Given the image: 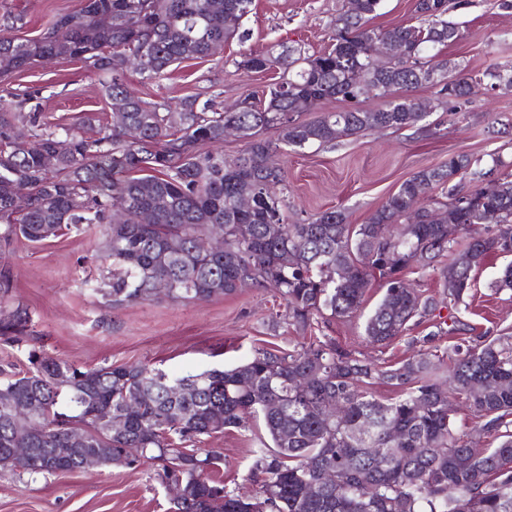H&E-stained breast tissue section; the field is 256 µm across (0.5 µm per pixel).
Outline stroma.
<instances>
[{
	"label": "stroma",
	"instance_id": "stroma-1",
	"mask_svg": "<svg viewBox=\"0 0 512 512\" xmlns=\"http://www.w3.org/2000/svg\"><path fill=\"white\" fill-rule=\"evenodd\" d=\"M82 0H0V25L12 23L21 39L40 38L57 14L80 9ZM344 0H253L240 27L247 41L231 40L223 54L187 60L161 81H142L128 72L127 84L151 101L194 96L228 105L249 91L272 83L276 72L244 74L234 64L247 50L263 52L278 43L317 53L332 43V19ZM462 39L442 48V58L476 79L469 100L449 113L436 88L416 90L432 112L416 126L381 129L333 145L305 149L280 147L276 157L286 171L288 217L296 222L341 208L353 224L364 223L399 185L420 169L467 154L502 159L495 175L512 180V91L491 90L485 72L492 65L512 66V9L501 0H464L452 11ZM38 91L41 112L73 120L94 115L95 129L111 121V110L98 78L81 60L45 59L0 76V90ZM102 240L91 226L32 245L24 241L0 248V268H8L12 288L0 310L26 307L31 321L21 342L0 341V365L24 369L30 352L61 358L84 368L142 363L179 376L212 367H231L258 350L297 349L300 339L285 320L284 300L272 291L252 288L233 296L172 302L164 298L111 307L93 290L107 273L94 254ZM508 260L492 257L475 271L465 303H449L434 273L410 274L433 296L439 316L411 322L385 348L368 343L364 316L320 322L315 335L374 362L393 364L421 349V339L435 334L439 352L472 333L512 334V290L496 283ZM451 319L452 337L438 334V322ZM265 435L261 420L205 439L204 449L222 453L219 476L228 487L250 489L247 476L253 450ZM174 506L155 465L101 468L29 476L0 471V512H173Z\"/></svg>",
	"mask_w": 512,
	"mask_h": 512
}]
</instances>
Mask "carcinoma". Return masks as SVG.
I'll list each match as a JSON object with an SVG mask.
<instances>
[{
	"mask_svg": "<svg viewBox=\"0 0 512 512\" xmlns=\"http://www.w3.org/2000/svg\"><path fill=\"white\" fill-rule=\"evenodd\" d=\"M381 2L357 0L355 13L339 11L327 50L308 54L282 43L273 53L241 54L237 69L278 68L282 76L236 109L200 105L193 96L174 109L143 99L125 77L132 69L156 81L176 63L245 39L240 21L252 0H84L43 38L0 33L1 75L38 59L88 61L104 76L112 117H123L87 136L83 121L20 112L12 93L0 95V243L42 244L97 225L98 257L109 263L100 289L107 304L270 288L305 339L292 352L263 349L236 366L182 377L139 364L82 368L36 354L26 371L0 366V402L31 407L40 426L31 432L0 411L1 469L80 471L86 453L106 467L120 456L129 466L150 461L163 483L182 485L175 512H512V336L485 331L454 345L446 360L423 351L385 366L310 335L321 319L362 312L377 278L384 293L364 335L386 347L413 318L437 310L406 272L438 271L457 304L487 258L512 256V180L493 176L498 158L489 168L459 155L421 169L363 224L350 223L343 210L288 222L285 173L263 131L277 130L280 143L294 148L334 144L416 125L425 113L412 92L424 85L452 104L471 94L472 78L448 71L440 58L461 37L448 19L449 0H416L418 25L371 28L367 16ZM99 15L111 22L101 24ZM383 40L404 60L375 63ZM329 98L381 104L295 118L298 101ZM230 126L247 147L227 160L216 145ZM455 178L470 189L453 188L444 201L434 195ZM144 212L153 213L152 223H139ZM216 235L223 249L201 255V243ZM28 322L27 309L16 306L0 318V337L19 341ZM376 384L396 397L375 398ZM331 400L344 414L327 420L320 414ZM454 400L472 416L464 439L451 416ZM106 408L123 421L122 431L97 425ZM253 417L268 441L254 451L252 472L262 481L249 494L215 479L221 454L195 444ZM14 448L34 451L22 470ZM376 448L384 449L380 459ZM327 467L336 472L332 484L321 482Z\"/></svg>",
	"mask_w": 512,
	"mask_h": 512,
	"instance_id": "1",
	"label": "carcinoma"
}]
</instances>
